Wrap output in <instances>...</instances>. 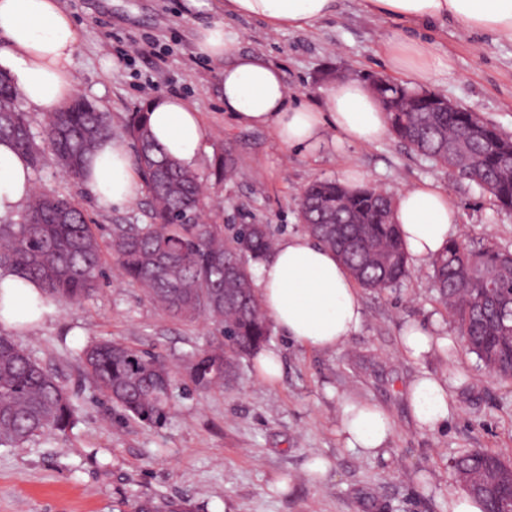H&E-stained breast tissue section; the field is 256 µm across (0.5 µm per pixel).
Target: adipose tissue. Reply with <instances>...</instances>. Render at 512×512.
<instances>
[{
  "label": "adipose tissue",
  "instance_id": "adipose-tissue-1",
  "mask_svg": "<svg viewBox=\"0 0 512 512\" xmlns=\"http://www.w3.org/2000/svg\"><path fill=\"white\" fill-rule=\"evenodd\" d=\"M338 0H224L226 12L260 20L270 30L310 31L337 7ZM365 12L410 24L450 19L469 32H491L512 40V0H361ZM81 41L78 26L59 0H0V67L8 69L27 103L53 111L75 92L74 55ZM197 52L223 63L224 109L240 124L272 129L291 151L314 150L332 125L339 141L370 145L389 132L387 114L364 82L344 78L328 90L324 108L288 100L281 69L264 57L243 52L238 34L222 22L199 32ZM385 51L390 66L415 83H426L450 68L428 42L396 34ZM154 138L185 165L199 157L207 130L196 108L178 96H161L148 105ZM99 203L117 208L138 200L142 180L127 144L101 142L82 179ZM34 183L28 158L8 141L0 142V215L27 202ZM392 220L400 227L410 262L430 261L458 234V210L439 186L425 183L400 191L393 199ZM264 310L289 340L321 352H333L356 334L363 322L360 291L345 266L310 237L284 240L265 261L255 280ZM45 311L36 283L0 271V324L17 329L40 320ZM403 353L423 363L449 344L421 322L404 325ZM417 426L432 432L448 422L451 395L446 379L425 372L407 392ZM394 434L391 415L379 405L347 400L339 435L345 447L373 457Z\"/></svg>",
  "mask_w": 512,
  "mask_h": 512
}]
</instances>
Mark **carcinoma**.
<instances>
[{"instance_id":"1","label":"carcinoma","mask_w":512,"mask_h":512,"mask_svg":"<svg viewBox=\"0 0 512 512\" xmlns=\"http://www.w3.org/2000/svg\"><path fill=\"white\" fill-rule=\"evenodd\" d=\"M376 94L394 138L512 212L511 135L474 111L429 112L420 91L387 78ZM20 99L10 76L0 71V140L12 142L34 169L43 165L48 148L62 170L81 179L98 144L112 137L111 114L76 97L46 114L38 136ZM127 133L150 222L112 225V260L170 317H203L219 331L222 342L189 360L185 371L198 388L230 389L240 362L255 357L270 337L253 265L275 252L276 234L268 224L203 223L202 180L155 140L144 110L130 114ZM391 207V196L377 188L317 180L302 191L298 217L306 233L336 253L360 288L376 291L394 288L408 275ZM431 267L436 299L458 325L466 349L485 369L511 379L512 252L459 238L431 259ZM0 270L39 284L46 303L86 299L104 278L97 225L74 198L36 191L19 219L0 224ZM80 359L103 397L124 416L149 426L166 422L180 372L165 359L114 339L88 342ZM75 418L57 377L1 333L0 446L20 447L64 432ZM453 469L483 512H502L498 489L512 481V463L493 451L472 450L458 456ZM137 512H191V507L149 498Z\"/></svg>"}]
</instances>
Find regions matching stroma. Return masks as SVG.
<instances>
[{
	"instance_id": "obj_1",
	"label": "stroma",
	"mask_w": 512,
	"mask_h": 512,
	"mask_svg": "<svg viewBox=\"0 0 512 512\" xmlns=\"http://www.w3.org/2000/svg\"><path fill=\"white\" fill-rule=\"evenodd\" d=\"M208 2L197 9L191 0H60L82 31L76 92L107 107L115 138L125 139L130 112L153 97L179 95L194 104L208 130L194 164L211 186L204 223L272 224L284 239L302 233V190L352 167L365 185L392 195L440 184L457 202L460 237L512 249V214L497 212L478 186L456 181L392 137L340 143L329 127L321 148L303 154L282 148L268 129L238 123L224 110L222 65L198 55L196 40L201 28L224 22L239 33L243 51L280 67L290 99L319 105L324 89L342 77L403 82L387 65L385 42L396 33L420 38L451 59L448 74L425 90L511 135L512 41L452 21L426 30L371 16L359 0H339L316 31L271 33L257 20L225 14L224 0ZM228 145L238 175L224 182L216 171ZM33 180L75 196L102 231L147 221L146 198L122 209L101 205L53 160ZM103 262L105 280L93 297L48 304L40 322L13 333L57 376L78 418L66 432L0 446V512H135L151 497L188 501L194 512H448L456 485L450 463L460 452L486 448L512 460V380L492 375L458 342L456 324L435 300L430 263L411 265L400 287L362 291V326L338 350L313 351L272 331L268 345L282 361L277 383L260 382L252 360H242L233 391L176 388L168 423L151 429L114 409L86 377V342L112 337L181 366L218 335L204 319L168 317L142 288L117 277L111 257ZM410 321L434 325L456 342L418 365L399 349L400 329ZM424 370L447 378L453 396L447 427L433 434L416 426L406 402ZM348 398L392 415L394 436L378 456L343 446L340 405ZM317 458L332 464L319 483L306 474Z\"/></svg>"
}]
</instances>
